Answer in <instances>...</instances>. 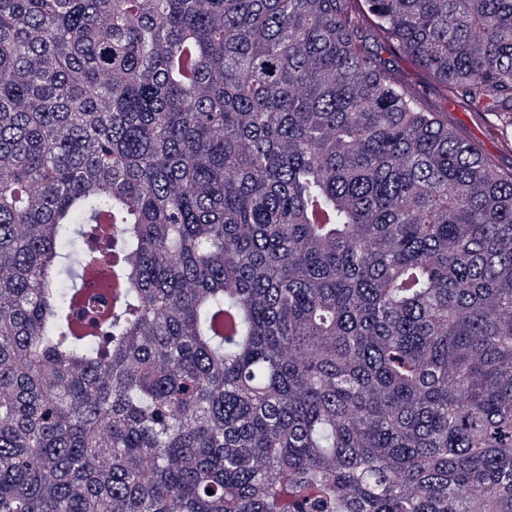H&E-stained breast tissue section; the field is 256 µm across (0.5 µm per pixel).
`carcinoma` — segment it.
I'll return each mask as SVG.
<instances>
[{
  "instance_id": "1",
  "label": "carcinoma",
  "mask_w": 512,
  "mask_h": 512,
  "mask_svg": "<svg viewBox=\"0 0 512 512\" xmlns=\"http://www.w3.org/2000/svg\"><path fill=\"white\" fill-rule=\"evenodd\" d=\"M0 0V512H512V0ZM112 223V235L100 218ZM386 67L401 78L408 88L423 96L430 112H440L441 118L462 138L475 143L498 170L512 172V127L506 130L496 116L467 99L433 83L427 73L411 57L395 53L384 45L373 43Z\"/></svg>"
}]
</instances>
